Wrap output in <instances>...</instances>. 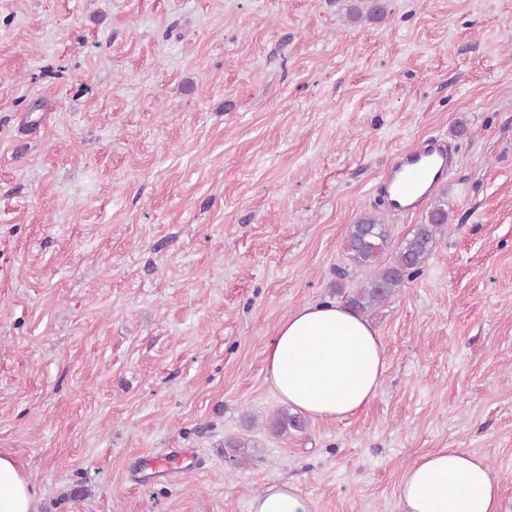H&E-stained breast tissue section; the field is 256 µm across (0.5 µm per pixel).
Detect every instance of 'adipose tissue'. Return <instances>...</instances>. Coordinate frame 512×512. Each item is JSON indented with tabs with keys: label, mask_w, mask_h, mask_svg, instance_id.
I'll list each match as a JSON object with an SVG mask.
<instances>
[{
	"label": "adipose tissue",
	"mask_w": 512,
	"mask_h": 512,
	"mask_svg": "<svg viewBox=\"0 0 512 512\" xmlns=\"http://www.w3.org/2000/svg\"><path fill=\"white\" fill-rule=\"evenodd\" d=\"M266 378L306 417L341 422L367 408L381 385L385 347L369 322L333 303L304 305L278 326L265 351ZM400 512H499L501 479L481 456L436 448L417 457L398 488ZM35 490L14 462L0 456V512H34ZM249 512H312L291 482L253 497Z\"/></svg>",
	"instance_id": "1"
}]
</instances>
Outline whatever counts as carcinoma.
Returning a JSON list of instances; mask_svg holds the SVG:
<instances>
[{
    "label": "carcinoma",
    "mask_w": 512,
    "mask_h": 512,
    "mask_svg": "<svg viewBox=\"0 0 512 512\" xmlns=\"http://www.w3.org/2000/svg\"><path fill=\"white\" fill-rule=\"evenodd\" d=\"M385 12V0H352L347 18L351 21L362 17L378 19ZM446 223L448 211L442 204H434L424 222L416 225L412 236L397 248L387 262L383 261V257L390 247L388 225L370 215H365L350 225L345 239V250L355 264L370 267L374 269V273L352 294L348 304L361 312H368L389 301L406 281L421 271L437 233ZM270 426L281 436H292L305 430L306 421L301 416L282 409L273 417Z\"/></svg>",
    "instance_id": "cac0c4a2"
}]
</instances>
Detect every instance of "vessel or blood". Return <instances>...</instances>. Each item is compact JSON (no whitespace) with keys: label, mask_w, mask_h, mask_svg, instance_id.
Wrapping results in <instances>:
<instances>
[{"label":"vessel or blood","mask_w":512,"mask_h":512,"mask_svg":"<svg viewBox=\"0 0 512 512\" xmlns=\"http://www.w3.org/2000/svg\"><path fill=\"white\" fill-rule=\"evenodd\" d=\"M453 164L454 155L446 141L429 137L421 147L395 156L391 178L376 191L392 210L404 213L420 209Z\"/></svg>","instance_id":"obj_1"}]
</instances>
